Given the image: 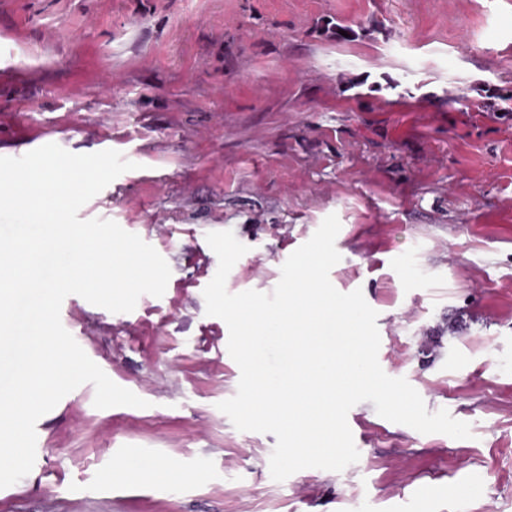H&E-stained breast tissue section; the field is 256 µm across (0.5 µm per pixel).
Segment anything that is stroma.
I'll list each match as a JSON object with an SVG mask.
<instances>
[{"instance_id": "stroma-1", "label": "stroma", "mask_w": 512, "mask_h": 512, "mask_svg": "<svg viewBox=\"0 0 512 512\" xmlns=\"http://www.w3.org/2000/svg\"><path fill=\"white\" fill-rule=\"evenodd\" d=\"M350 26L340 42L326 23ZM512 0H0V156L48 143L135 162L79 211L171 269L162 297L61 322L143 408L86 383L36 424V461L0 512H512ZM337 215L330 271L377 311L379 363L472 436L355 405L358 462L274 481V435L218 410L240 370L206 315L269 293ZM176 462L129 478L125 465Z\"/></svg>"}]
</instances>
